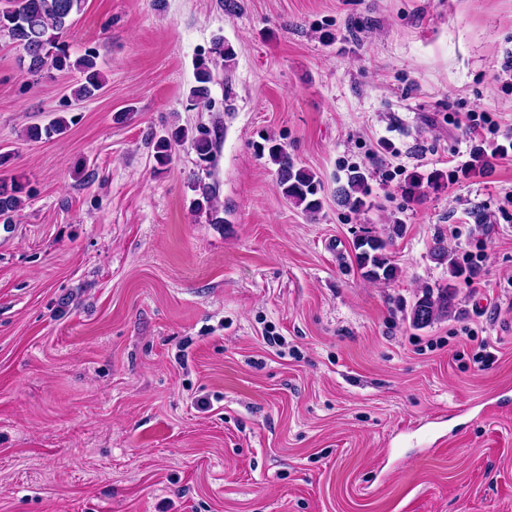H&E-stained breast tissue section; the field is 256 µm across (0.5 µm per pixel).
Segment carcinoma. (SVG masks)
I'll return each mask as SVG.
<instances>
[{
	"instance_id": "obj_1",
	"label": "carcinoma",
	"mask_w": 512,
	"mask_h": 512,
	"mask_svg": "<svg viewBox=\"0 0 512 512\" xmlns=\"http://www.w3.org/2000/svg\"><path fill=\"white\" fill-rule=\"evenodd\" d=\"M85 0H0V36L6 35L9 39L22 47L23 60L27 61V71L38 75L44 70L56 69L58 71L75 67L84 75V82L74 90L76 99H86L101 89L103 82L97 69V54L88 51L75 61H70V55L60 38L70 29L71 18L82 12ZM213 81V70L210 62L202 59L196 64L195 85L191 89V97L199 104L207 101L209 84ZM67 128V121L58 118L48 126L41 128L32 126L27 135L32 140L42 136L60 134ZM190 141L196 153L203 159L212 154L213 141L206 133L191 136L185 128H177L172 139H161L156 144L155 160L161 166L171 161V141ZM269 157L276 166L277 183L281 194L295 206L309 216L317 214L322 208L319 197L321 183L315 175L304 167L296 164L288 151L274 144L269 148ZM448 175L441 171H433L427 177L414 176L410 183V190H419L422 185L436 188L443 183ZM24 185L18 179L11 180V184L0 185V215L5 216L17 211L23 204ZM368 191L364 175L353 170L346 176L344 183L336 187V199L339 205L351 210H361L367 206L365 197ZM198 208L207 209L211 221L215 224L224 223L220 217V204L216 196L208 191L203 192V201ZM403 226L393 224L389 226L386 237L365 236L357 239L354 244L355 261L363 271V276L373 282L392 281L397 275V268L391 262L387 251L391 246L393 237L402 233ZM431 254L440 263H448L451 276L464 282H470L476 272L448 261V249L444 241L437 239L431 247ZM458 289L453 284L427 288L417 297L411 312L410 320L416 327L432 324L443 316L450 314L454 307Z\"/></svg>"
}]
</instances>
